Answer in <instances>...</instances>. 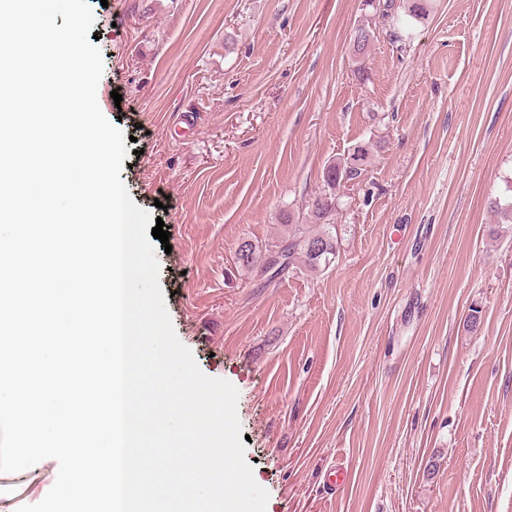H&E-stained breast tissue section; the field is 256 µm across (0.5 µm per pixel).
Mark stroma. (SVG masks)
<instances>
[{
  "label": "stroma",
  "mask_w": 512,
  "mask_h": 512,
  "mask_svg": "<svg viewBox=\"0 0 512 512\" xmlns=\"http://www.w3.org/2000/svg\"><path fill=\"white\" fill-rule=\"evenodd\" d=\"M88 3L120 177L169 235L167 312L238 390L266 512H512V224L490 209L512 197V0ZM358 146L335 262L258 287L238 244ZM57 473H0V512Z\"/></svg>",
  "instance_id": "stroma-1"
}]
</instances>
